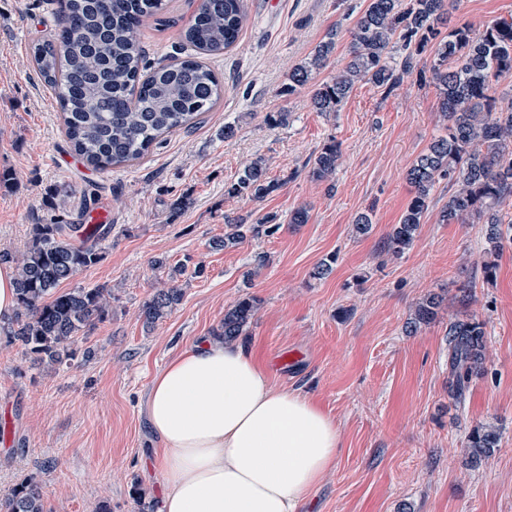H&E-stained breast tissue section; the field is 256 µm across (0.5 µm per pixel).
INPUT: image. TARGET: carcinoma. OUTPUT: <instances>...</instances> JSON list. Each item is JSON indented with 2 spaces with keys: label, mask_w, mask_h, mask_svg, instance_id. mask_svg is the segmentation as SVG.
Segmentation results:
<instances>
[{
  "label": "carcinoma",
  "mask_w": 512,
  "mask_h": 512,
  "mask_svg": "<svg viewBox=\"0 0 512 512\" xmlns=\"http://www.w3.org/2000/svg\"><path fill=\"white\" fill-rule=\"evenodd\" d=\"M62 26L31 46L35 72L54 90L66 114L74 151L96 168L140 158L161 137L190 129L211 111L223 93L221 80L204 59L220 54L239 39L248 20L246 0H200L191 21L178 36L191 53L168 64L149 66L139 40L145 26L164 23L166 0H60ZM445 0H369L352 31V59L314 94L320 112H335L358 82L392 88L413 70L425 44L439 35ZM399 37L405 51L401 69L386 50ZM336 34L316 46L314 54L288 78V93L306 85L312 72L333 53ZM429 70L441 95L448 134L435 138L407 171L415 193L387 239V250L409 249L429 207L431 191L441 180L457 190L448 197L442 220L486 225L489 254L512 241V217L502 207L512 200V108L494 105V86L512 76V20H497L475 34L467 25L448 31L434 45ZM340 149L324 145L310 175L324 181L336 172ZM278 189L267 177L262 159L247 164L225 195L261 199ZM101 225L36 224L34 238L17 264V310L9 334L36 358L65 363L74 358L73 339L102 320L111 299L105 287L63 289L61 285L100 259ZM183 298L181 289L155 288L141 306L154 324ZM441 299L428 295L415 308L409 328L432 321ZM257 300L245 296L227 310L217 335L231 342L245 335ZM486 332L471 316L448 325V385L464 398L472 379L484 373ZM494 429L467 435L471 464H479L499 446ZM0 512H45L43 493L33 484L0 496Z\"/></svg>",
  "instance_id": "carcinoma-1"
}]
</instances>
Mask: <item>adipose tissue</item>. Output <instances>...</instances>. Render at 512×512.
Wrapping results in <instances>:
<instances>
[{
  "mask_svg": "<svg viewBox=\"0 0 512 512\" xmlns=\"http://www.w3.org/2000/svg\"><path fill=\"white\" fill-rule=\"evenodd\" d=\"M145 414L162 444L160 512H300L340 443L333 418L220 336L153 378Z\"/></svg>",
  "mask_w": 512,
  "mask_h": 512,
  "instance_id": "ef3b65f1",
  "label": "adipose tissue"
}]
</instances>
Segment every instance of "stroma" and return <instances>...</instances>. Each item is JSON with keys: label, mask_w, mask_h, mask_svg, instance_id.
Returning a JSON list of instances; mask_svg holds the SVG:
<instances>
[{"label": "stroma", "mask_w": 512, "mask_h": 512, "mask_svg": "<svg viewBox=\"0 0 512 512\" xmlns=\"http://www.w3.org/2000/svg\"><path fill=\"white\" fill-rule=\"evenodd\" d=\"M249 20L229 51L207 57L224 96L189 130L167 134L132 162L95 170L74 152L53 92L31 67L30 47L54 31L57 0H0V253L19 257L37 224H78L108 201L112 231L99 262L66 288L107 287V316L78 336L70 364L40 362L0 332V494L41 487L46 512H158L159 444L144 405L154 376L224 312L253 296L245 343L276 387L315 401L336 422V463L304 512H512V244L487 254L481 224H445L454 185L436 184L419 234L396 256L384 243L414 195L406 171L446 132L430 74L393 90L357 83L340 109L318 112L316 90L351 58V31L368 0H247ZM199 0H168L170 28L142 29L147 62L178 51L177 28ZM440 33L482 31L512 18V0H446ZM336 48L310 81L287 92L290 72L328 33ZM236 135L225 139V126ZM341 160L317 182L309 161L328 142ZM263 158L280 187L261 199L225 186ZM181 208H174L175 200ZM307 208V223L289 217ZM369 234L356 235L358 214ZM273 214L278 230L215 248L228 220ZM267 259L257 267V256ZM494 261L493 277L482 266ZM331 271L315 278V268ZM203 276H195L196 265ZM181 288L167 318L146 325L153 287ZM469 301H461L462 286ZM430 293L435 319L406 323ZM473 316L486 331L483 375L464 401L448 389L450 322ZM475 428L500 434L495 452L469 463Z\"/></svg>", "instance_id": "obj_1"}]
</instances>
